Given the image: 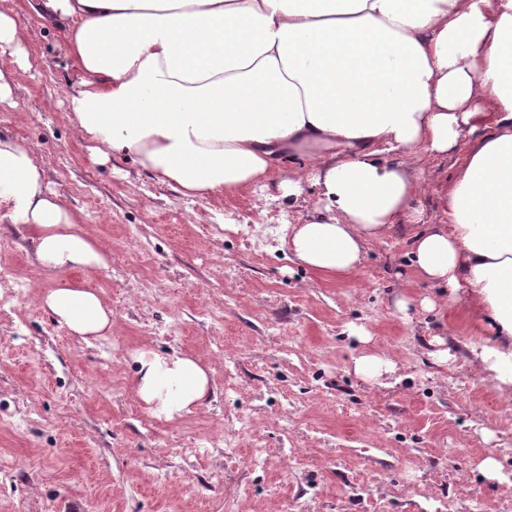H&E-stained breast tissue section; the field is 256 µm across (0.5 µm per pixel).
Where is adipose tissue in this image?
<instances>
[{
	"mask_svg": "<svg viewBox=\"0 0 512 512\" xmlns=\"http://www.w3.org/2000/svg\"><path fill=\"white\" fill-rule=\"evenodd\" d=\"M65 30L84 74L68 94L92 159L126 155L183 196L276 181L318 190L288 249L340 279L368 241L422 224L418 275L439 288L423 311L463 299L497 341L473 347L478 371L512 394V0H35ZM466 151L423 224L421 154ZM23 227L57 276L41 306L82 339L111 332L112 310L71 269L108 266L102 246L44 178L31 146L0 135V222ZM134 386L173 421L210 392L179 352L139 349Z\"/></svg>",
	"mask_w": 512,
	"mask_h": 512,
	"instance_id": "ef3b65f1",
	"label": "adipose tissue"
}]
</instances>
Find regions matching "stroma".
Here are the masks:
<instances>
[{"instance_id":"obj_1","label":"stroma","mask_w":512,"mask_h":512,"mask_svg":"<svg viewBox=\"0 0 512 512\" xmlns=\"http://www.w3.org/2000/svg\"><path fill=\"white\" fill-rule=\"evenodd\" d=\"M27 29L29 70L0 103V133L31 146L45 177L105 245L95 273L112 331L83 341L41 309L54 287L22 227L0 223V512H512V397L483 381L489 343L464 302L403 321L399 294L434 295L408 261V225L369 242L343 279L288 258V235L318 201L305 186L187 198L133 159L99 165L59 102L79 72L63 29L30 0H6ZM459 153L420 155L427 221ZM455 358L433 364L420 337ZM178 350L213 393L173 422L137 398L131 354ZM392 354L365 382L357 357ZM495 454L507 476L488 482Z\"/></svg>"}]
</instances>
